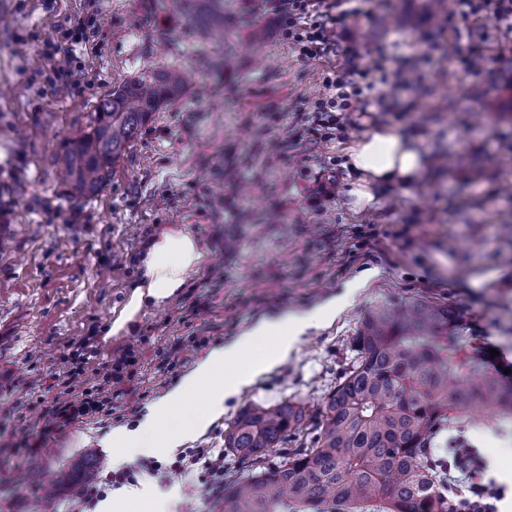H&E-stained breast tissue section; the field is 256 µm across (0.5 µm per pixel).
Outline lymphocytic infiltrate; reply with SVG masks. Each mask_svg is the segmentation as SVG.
I'll return each instance as SVG.
<instances>
[{
    "label": "lymphocytic infiltrate",
    "instance_id": "1",
    "mask_svg": "<svg viewBox=\"0 0 512 512\" xmlns=\"http://www.w3.org/2000/svg\"><path fill=\"white\" fill-rule=\"evenodd\" d=\"M265 10L279 14L283 20L284 35L300 59L315 61L336 55L338 43L333 25L336 19L359 17L360 5L353 0H262ZM350 65L336 68L325 80V92L314 103V110L323 117L322 126L329 132L344 133L350 123L349 115L367 108L362 98L359 80L366 72L354 61L360 53L349 47ZM95 351L89 339L74 343L70 363L62 372L61 384L68 398L52 403L50 414L53 425L41 428L23 443L25 455H38L50 431H63L72 423L93 418L112 410L115 390L132 383L141 352L126 347L123 353L103 364L96 372V380H89L87 368ZM486 463L471 447L456 449L453 453V470L448 475V512H498L496 503L503 499L505 489L484 483ZM164 474L182 472L195 477L208 491L224 489V451L220 448H186L168 462L154 457H140L133 462L100 473L84 485L76 501L80 512H94L98 502L112 489L136 482L142 473Z\"/></svg>",
    "mask_w": 512,
    "mask_h": 512
}]
</instances>
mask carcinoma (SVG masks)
I'll return each mask as SVG.
<instances>
[{
    "label": "carcinoma",
    "instance_id": "cac0c4a2",
    "mask_svg": "<svg viewBox=\"0 0 512 512\" xmlns=\"http://www.w3.org/2000/svg\"><path fill=\"white\" fill-rule=\"evenodd\" d=\"M181 9L202 28L224 24V0ZM191 84L192 72L172 67L105 94L63 155L67 193L95 194L151 114ZM459 330L447 305L372 310L316 423L290 399L240 410L224 429V457L251 470L224 489V512H448L449 422L512 408V392L464 354ZM303 433V447H286Z\"/></svg>",
    "mask_w": 512,
    "mask_h": 512
}]
</instances>
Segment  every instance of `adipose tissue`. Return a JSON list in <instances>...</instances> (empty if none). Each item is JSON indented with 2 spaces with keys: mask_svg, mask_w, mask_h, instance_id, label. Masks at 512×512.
<instances>
[{
  "mask_svg": "<svg viewBox=\"0 0 512 512\" xmlns=\"http://www.w3.org/2000/svg\"><path fill=\"white\" fill-rule=\"evenodd\" d=\"M349 164L356 174L350 191L354 204L366 207L374 200V186L408 184L422 170L420 152L395 130H370L352 143ZM204 252L183 227L171 224L151 241L140 258L143 278L112 322L109 333L128 331L142 309L165 306L187 287L200 269ZM331 308L299 318L265 320L234 342L216 347L186 373L181 381L148 408L135 426H118L107 436L109 447L135 455L148 448L170 450L192 440L224 411V402L252 378L285 357L305 331L320 326ZM267 349L253 355L258 343Z\"/></svg>",
  "mask_w": 512,
  "mask_h": 512,
  "instance_id": "1",
  "label": "adipose tissue"
}]
</instances>
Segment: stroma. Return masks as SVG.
I'll return each mask as SVG.
<instances>
[{"instance_id":"obj_1","label":"stroma","mask_w":512,"mask_h":512,"mask_svg":"<svg viewBox=\"0 0 512 512\" xmlns=\"http://www.w3.org/2000/svg\"><path fill=\"white\" fill-rule=\"evenodd\" d=\"M76 17L95 27L94 42L66 37ZM336 31L342 54L306 61L280 17L254 0H224V37L206 41L176 6L155 11L151 0H0V512H75L69 486L49 508L19 475L71 474L83 485L122 467L104 437L137 422L213 347L260 320L320 307L358 278L352 301L227 399L193 447H223L227 424L251 403L292 399L317 418L363 316L382 306H454L468 355L483 358L489 342L512 356V30L491 14L449 26L430 0H369ZM352 44L370 78L394 82L408 63L414 81L384 106L367 91V114L346 138H326L312 106ZM472 48L482 54L475 75L452 57ZM220 54L223 75L153 113L97 195L67 196L59 159L89 130L99 98L140 72L200 69ZM377 126L413 140L426 164L412 183L374 187L360 209L347 149ZM322 174L333 199L316 198ZM169 224L196 236L202 269L171 307L145 309L132 332L109 335L141 277L145 242ZM362 232L381 241L368 258ZM370 269L378 275L368 280ZM88 335L100 363L144 344L135 382L110 419L75 422L36 460L17 457L51 422L40 401L47 375ZM448 435L478 449L486 479L507 487L499 512H512V413L452 421ZM137 485L175 489L173 512L224 510L178 474Z\"/></svg>"}]
</instances>
